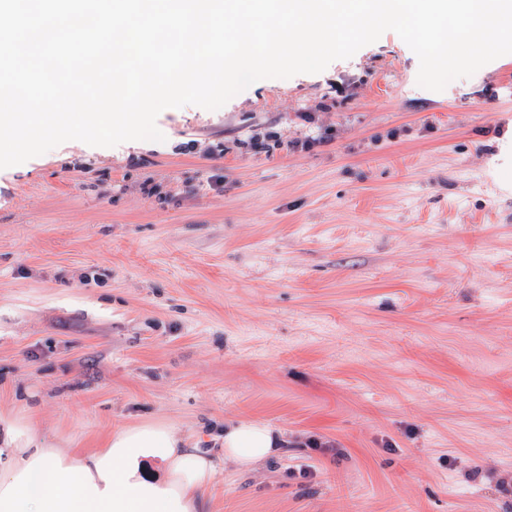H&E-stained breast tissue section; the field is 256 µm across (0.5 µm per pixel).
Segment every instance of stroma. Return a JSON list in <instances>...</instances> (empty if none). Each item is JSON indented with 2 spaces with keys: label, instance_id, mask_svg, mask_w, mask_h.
<instances>
[{
  "label": "stroma",
  "instance_id": "stroma-1",
  "mask_svg": "<svg viewBox=\"0 0 512 512\" xmlns=\"http://www.w3.org/2000/svg\"><path fill=\"white\" fill-rule=\"evenodd\" d=\"M418 68L388 31L0 169V411L74 448L280 432L210 512H512V54Z\"/></svg>",
  "mask_w": 512,
  "mask_h": 512
}]
</instances>
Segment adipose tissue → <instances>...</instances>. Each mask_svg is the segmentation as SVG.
I'll return each mask as SVG.
<instances>
[{
  "label": "adipose tissue",
  "instance_id": "1",
  "mask_svg": "<svg viewBox=\"0 0 512 512\" xmlns=\"http://www.w3.org/2000/svg\"><path fill=\"white\" fill-rule=\"evenodd\" d=\"M280 443L267 423L242 421L208 451L155 420L70 449L42 435L32 417L0 413V512H208L222 463L251 469L278 455Z\"/></svg>",
  "mask_w": 512,
  "mask_h": 512
}]
</instances>
